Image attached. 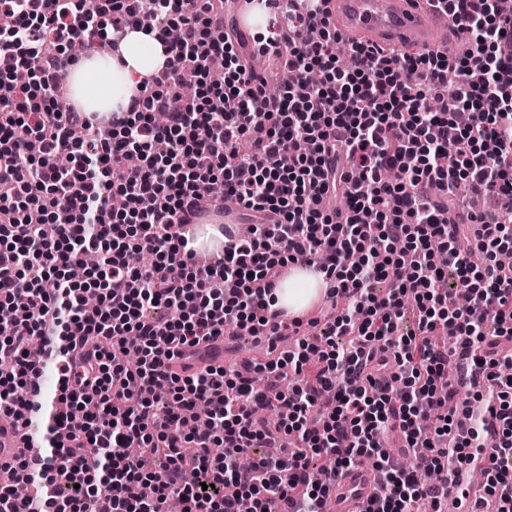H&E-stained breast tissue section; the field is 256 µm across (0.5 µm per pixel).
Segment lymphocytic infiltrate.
Masks as SVG:
<instances>
[{
	"mask_svg": "<svg viewBox=\"0 0 512 512\" xmlns=\"http://www.w3.org/2000/svg\"><path fill=\"white\" fill-rule=\"evenodd\" d=\"M318 2L265 0L278 14L255 44L297 74L272 95L214 0H0L13 88L0 97V207L16 214L0 225V413L47 432L40 456L8 465L0 512H167L173 498L181 512H328L362 457L378 489L360 512L451 497L512 512V267L499 262L512 251V14L440 0L467 44L448 58L344 41ZM131 26L165 41V82L142 80L126 111H80L62 84L68 46L115 50ZM462 183L500 198L501 216L455 222ZM203 186L240 204L248 232L201 270L175 225ZM300 253L323 271L327 306L287 323L267 297ZM236 328L269 359L168 371ZM392 364L383 386L362 382ZM291 371L302 383L276 396L256 383ZM201 404L209 425L186 431ZM394 432L410 467L386 450ZM249 448L262 454L245 465Z\"/></svg>",
	"mask_w": 512,
	"mask_h": 512,
	"instance_id": "f902f5d3",
	"label": "lymphocytic infiltrate"
}]
</instances>
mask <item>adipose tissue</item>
Segmentation results:
<instances>
[{
	"mask_svg": "<svg viewBox=\"0 0 512 512\" xmlns=\"http://www.w3.org/2000/svg\"><path fill=\"white\" fill-rule=\"evenodd\" d=\"M168 59L166 47L154 34L128 28L118 56H88L71 70L72 97L88 113L125 111L141 77L159 70ZM324 280L315 264L290 267L274 290L276 308L291 314L304 312L323 294Z\"/></svg>",
	"mask_w": 512,
	"mask_h": 512,
	"instance_id": "ef3b65f1",
	"label": "adipose tissue"
}]
</instances>
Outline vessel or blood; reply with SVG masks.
Returning a JSON list of instances; mask_svg holds the SVG:
<instances>
[{"mask_svg":"<svg viewBox=\"0 0 512 512\" xmlns=\"http://www.w3.org/2000/svg\"><path fill=\"white\" fill-rule=\"evenodd\" d=\"M228 2L240 49L246 56H253L250 39L254 29L251 22L255 8L253 0ZM323 8L335 19L342 33L372 46H389L399 52L409 47L416 53L448 55L464 47V41L459 37L450 44L438 41L436 30L448 16L436 0H325ZM223 361L224 344L218 341L197 347L193 354L175 358L169 366L180 373ZM30 445V439L23 430L13 421L0 418V461L13 459L22 452L30 453ZM375 487L372 469L356 467L346 471L333 491L335 512H350L351 505L366 503Z\"/></svg>","mask_w":512,"mask_h":512,"instance_id":"b4317fda","label":"vessel or blood"}]
</instances>
